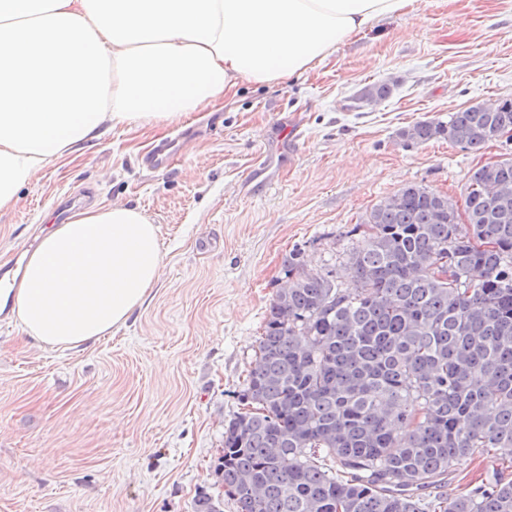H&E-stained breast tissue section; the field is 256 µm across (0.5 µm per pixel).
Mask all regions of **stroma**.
Here are the masks:
<instances>
[{
    "label": "stroma",
    "instance_id": "obj_1",
    "mask_svg": "<svg viewBox=\"0 0 512 512\" xmlns=\"http://www.w3.org/2000/svg\"><path fill=\"white\" fill-rule=\"evenodd\" d=\"M377 82L392 94L358 103ZM501 98H512V0H414L292 79L241 83L173 124L112 128L38 172L0 211V260L35 246L82 187L95 204L143 210L163 260L144 305L84 349L0 328V512H195L199 491L220 495L224 425L242 408L288 252L350 283L353 227L378 200L409 183L459 197L473 171L512 155V137L475 153L408 146L399 130ZM188 128L171 168L141 165ZM263 156L270 170L250 179ZM496 476L512 479V467L467 457L446 491Z\"/></svg>",
    "mask_w": 512,
    "mask_h": 512
}]
</instances>
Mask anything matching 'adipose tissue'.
Returning a JSON list of instances; mask_svg holds the SVG:
<instances>
[{"instance_id":"adipose-tissue-1","label":"adipose tissue","mask_w":512,"mask_h":512,"mask_svg":"<svg viewBox=\"0 0 512 512\" xmlns=\"http://www.w3.org/2000/svg\"><path fill=\"white\" fill-rule=\"evenodd\" d=\"M412 0H0V210L103 126L162 125L240 83L305 71ZM158 227L107 204L42 231L6 288L24 333L76 349L111 335L159 278Z\"/></svg>"}]
</instances>
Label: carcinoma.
<instances>
[{"mask_svg":"<svg viewBox=\"0 0 512 512\" xmlns=\"http://www.w3.org/2000/svg\"><path fill=\"white\" fill-rule=\"evenodd\" d=\"M388 83L359 99L388 97ZM512 99L401 129L480 151ZM345 287L295 249L214 467L237 512H512V481L428 499L465 457L512 460V157L457 202L407 184L353 227ZM195 512H222L202 492Z\"/></svg>","mask_w":512,"mask_h":512,"instance_id":"1","label":"carcinoma"}]
</instances>
